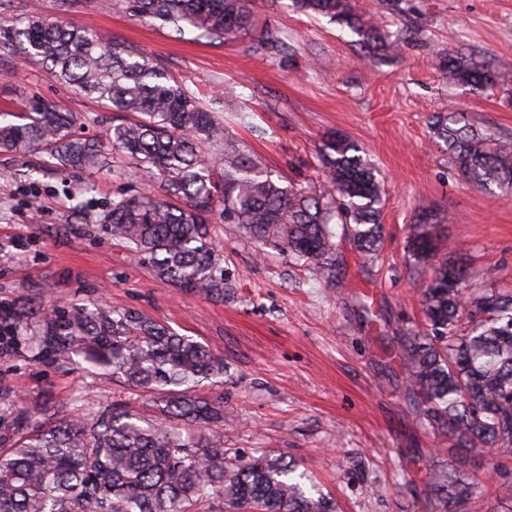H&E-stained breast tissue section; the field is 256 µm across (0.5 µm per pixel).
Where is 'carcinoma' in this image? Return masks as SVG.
<instances>
[{
	"label": "carcinoma",
	"instance_id": "cac0c4a2",
	"mask_svg": "<svg viewBox=\"0 0 512 512\" xmlns=\"http://www.w3.org/2000/svg\"><path fill=\"white\" fill-rule=\"evenodd\" d=\"M138 20L201 32L231 43L256 31L253 0H107ZM305 13L346 26L367 58L395 52L400 39L351 0H292ZM0 49L41 65L59 83L118 113L135 115L104 138L84 136L71 112L32 99L0 110V149L38 151L45 166L97 171L109 155L133 165L147 188L112 199L97 231L133 249L157 278L181 292L224 300L231 287L213 247L211 225L237 224L260 245L278 247L336 281L342 240L375 261L384 240L385 188L354 141L326 135L319 188L285 185L245 153L219 113L161 62L93 28L29 15L0 23ZM451 85L491 88L496 76L458 53L439 58ZM459 174L512 195V145L459 111L432 117ZM422 207L408 225V261L429 275L419 292L422 323L397 337L409 403L464 454L512 455V291L479 284V275L434 234ZM0 337L25 342L35 361L80 364L96 376L153 395L144 420L129 403L72 416L18 406L0 431V512H336L307 488L299 465L266 453L231 456L202 428L224 423V398L196 395L199 382L224 374V358L134 310L101 302L20 298L0 305ZM478 482L450 464L427 469L426 512H512V470L493 462Z\"/></svg>",
	"mask_w": 512,
	"mask_h": 512
}]
</instances>
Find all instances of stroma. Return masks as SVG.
Masks as SVG:
<instances>
[{"label":"stroma","mask_w":512,"mask_h":512,"mask_svg":"<svg viewBox=\"0 0 512 512\" xmlns=\"http://www.w3.org/2000/svg\"><path fill=\"white\" fill-rule=\"evenodd\" d=\"M402 35L399 51L364 58L348 28L295 9L291 0H258L260 26L277 47L245 37L224 45L177 35L118 9L80 0H0V21L32 12L94 28L158 59L215 107L234 92L240 112L224 120L236 140L274 178L313 184L317 148L330 132L356 142L385 182L384 249L376 265L347 254L353 288H331L287 253L259 247L235 224L212 237L230 282L223 300L184 294L157 279L125 245L95 229L113 196L142 190L134 168L95 173L45 169L37 154L0 152V303L20 296L53 302L100 300L139 311L224 358L223 375L200 396H223L219 433L226 448L298 462L336 501L339 512H424L426 466L447 464L446 438L423 428L404 395L395 336L419 320L417 273L405 257L407 227L419 207L437 216L436 232L485 287L512 289V196L464 180L429 121L448 110L512 144V0H353ZM462 52L492 69L491 90L454 86L437 68ZM81 115L89 136L112 114L56 83L39 65L0 50V101L31 97ZM88 188V207L72 195ZM130 401L151 415L148 393H130L77 365L50 367L24 346L0 350V420L11 405L84 413Z\"/></svg>","instance_id":"1"}]
</instances>
